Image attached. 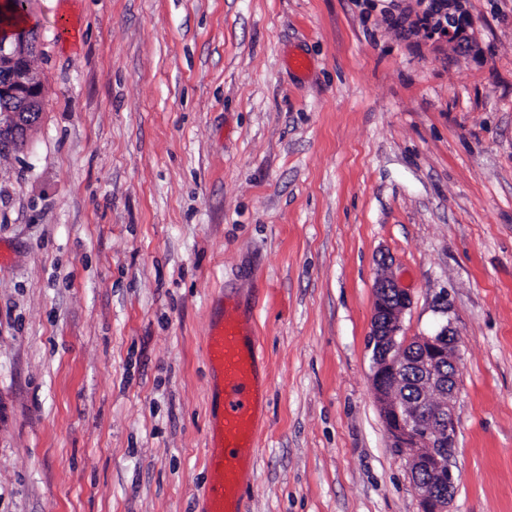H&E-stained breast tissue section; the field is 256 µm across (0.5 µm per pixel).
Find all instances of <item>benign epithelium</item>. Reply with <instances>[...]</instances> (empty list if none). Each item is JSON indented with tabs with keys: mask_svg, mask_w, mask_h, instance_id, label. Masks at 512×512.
<instances>
[{
	"mask_svg": "<svg viewBox=\"0 0 512 512\" xmlns=\"http://www.w3.org/2000/svg\"><path fill=\"white\" fill-rule=\"evenodd\" d=\"M38 44L24 38L9 40L0 33V98L15 104L0 113V141L27 132L39 118L41 80L31 67ZM371 321L372 389L394 447L407 460L410 474L427 475L428 484L414 480L421 512H449L455 490L450 462L457 442L455 405L460 372L459 338L449 325L421 336L403 335L402 315L410 296L392 277L374 283ZM418 373V402L403 406L395 394L406 385L408 370Z\"/></svg>",
	"mask_w": 512,
	"mask_h": 512,
	"instance_id": "benign-epithelium-1",
	"label": "benign epithelium"
}]
</instances>
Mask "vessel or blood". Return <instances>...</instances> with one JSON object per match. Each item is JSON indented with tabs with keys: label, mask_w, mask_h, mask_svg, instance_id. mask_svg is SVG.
I'll list each match as a JSON object with an SVG mask.
<instances>
[{
	"label": "vessel or blood",
	"mask_w": 512,
	"mask_h": 512,
	"mask_svg": "<svg viewBox=\"0 0 512 512\" xmlns=\"http://www.w3.org/2000/svg\"><path fill=\"white\" fill-rule=\"evenodd\" d=\"M207 357L220 376L223 414L212 429L206 467L212 476L209 512H241V485L256 462L255 419L264 399L257 375L259 341L233 303L209 328Z\"/></svg>",
	"instance_id": "obj_1"
}]
</instances>
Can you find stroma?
I'll use <instances>...</instances> for the list:
<instances>
[{
  "label": "stroma",
  "instance_id": "35a3bbf8",
  "mask_svg": "<svg viewBox=\"0 0 512 512\" xmlns=\"http://www.w3.org/2000/svg\"><path fill=\"white\" fill-rule=\"evenodd\" d=\"M29 0L0 154V512H203L221 299L260 341L242 512H421L374 282L462 338L450 512H512V0ZM305 57L306 70L288 58ZM429 3L419 19L421 28L425 35L441 34L447 31L448 27L457 29V25L462 21L464 15L456 11L450 0H428ZM2 37L0 32V73L7 76L4 83L0 81V98H4L0 99V141L17 138L19 132L26 141L27 132L40 118L42 84L30 64L38 44L27 38L3 40ZM5 99L15 104L10 112H2L9 107Z\"/></svg>",
  "mask_w": 512,
  "mask_h": 512
}]
</instances>
